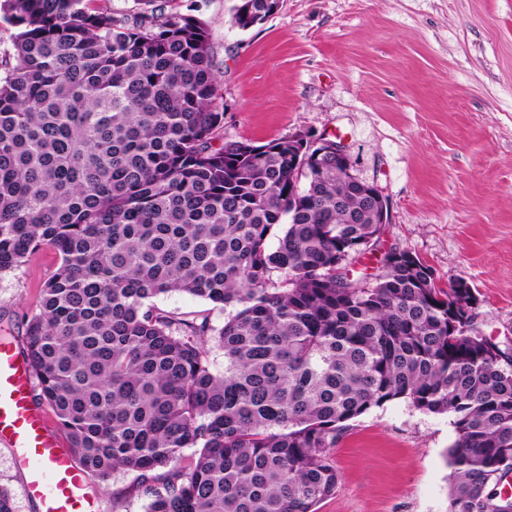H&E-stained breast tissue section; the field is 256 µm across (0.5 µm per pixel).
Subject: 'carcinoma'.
<instances>
[{
  "mask_svg": "<svg viewBox=\"0 0 512 512\" xmlns=\"http://www.w3.org/2000/svg\"><path fill=\"white\" fill-rule=\"evenodd\" d=\"M94 2L0 0V273L60 258L22 354L76 461L138 473L146 512H316L348 422L408 399L452 417L448 512H512V352L475 290L404 249L358 286L382 225L336 155L299 186L291 140L215 147L206 25ZM277 7L240 0L231 26ZM169 292L233 311L177 318L151 303Z\"/></svg>",
  "mask_w": 512,
  "mask_h": 512,
  "instance_id": "carcinoma-1",
  "label": "carcinoma"
}]
</instances>
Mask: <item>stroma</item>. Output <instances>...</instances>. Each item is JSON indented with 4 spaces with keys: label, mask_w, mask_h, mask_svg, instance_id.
Here are the masks:
<instances>
[{
    "label": "stroma",
    "mask_w": 512,
    "mask_h": 512,
    "mask_svg": "<svg viewBox=\"0 0 512 512\" xmlns=\"http://www.w3.org/2000/svg\"><path fill=\"white\" fill-rule=\"evenodd\" d=\"M203 21L224 98L221 140L263 145L295 134L342 141L354 174L376 185L390 222L354 258L371 283L381 253L411 251L438 287L475 288V325L512 344V0H283L250 30L232 0H173ZM58 267L46 249L0 274V336L23 344ZM178 317L224 322L182 292L154 300ZM452 419L404 399L351 420L333 450L340 476L318 512H448ZM135 473L88 478L97 512H145Z\"/></svg>",
    "instance_id": "35a3bbf8"
}]
</instances>
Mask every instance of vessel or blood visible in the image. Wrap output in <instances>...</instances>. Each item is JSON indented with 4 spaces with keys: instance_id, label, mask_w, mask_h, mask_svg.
Returning a JSON list of instances; mask_svg holds the SVG:
<instances>
[{
    "instance_id": "vessel-or-blood-1",
    "label": "vessel or blood",
    "mask_w": 512,
    "mask_h": 512,
    "mask_svg": "<svg viewBox=\"0 0 512 512\" xmlns=\"http://www.w3.org/2000/svg\"><path fill=\"white\" fill-rule=\"evenodd\" d=\"M0 445L10 450L38 512H93L83 471L32 402L20 347L6 342H0Z\"/></svg>"
}]
</instances>
